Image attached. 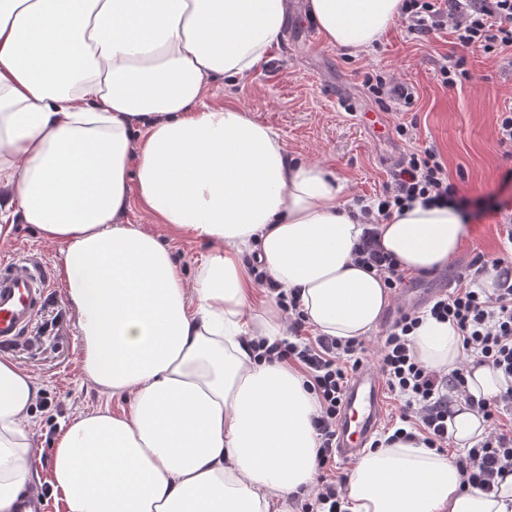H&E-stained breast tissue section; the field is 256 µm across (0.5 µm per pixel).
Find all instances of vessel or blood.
<instances>
[{
    "mask_svg": "<svg viewBox=\"0 0 512 512\" xmlns=\"http://www.w3.org/2000/svg\"><path fill=\"white\" fill-rule=\"evenodd\" d=\"M47 288V280L33 263H0V347L15 343L32 324ZM383 417L381 379L375 368L360 367L353 374L342 403L338 459H352L367 447Z\"/></svg>",
    "mask_w": 512,
    "mask_h": 512,
    "instance_id": "vessel-or-blood-1",
    "label": "vessel or blood"
}]
</instances>
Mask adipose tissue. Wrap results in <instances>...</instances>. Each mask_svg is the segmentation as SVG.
Segmentation results:
<instances>
[{
    "label": "adipose tissue",
    "instance_id": "obj_1",
    "mask_svg": "<svg viewBox=\"0 0 512 512\" xmlns=\"http://www.w3.org/2000/svg\"><path fill=\"white\" fill-rule=\"evenodd\" d=\"M329 46L381 40L402 0H306ZM290 0H0V216L60 243L82 368L127 397L59 429L51 483L67 512H288L313 485L319 410L304 376L256 363L247 339H281L275 301L256 308L242 257L300 291L316 333L370 335L391 292L353 249L365 225L327 168L289 156L239 106L209 107L210 81L242 85L282 38ZM173 233L213 243L194 289L170 252L130 223L131 196ZM466 226L423 205L378 227L410 273L445 266ZM414 352L447 373L463 360L450 322L423 317ZM36 378L0 358V512L32 481L26 429ZM347 512H512L462 488L454 460L412 442L366 450Z\"/></svg>",
    "mask_w": 512,
    "mask_h": 512
}]
</instances>
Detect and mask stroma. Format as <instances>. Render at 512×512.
<instances>
[{
  "instance_id": "stroma-1",
  "label": "stroma",
  "mask_w": 512,
  "mask_h": 512,
  "mask_svg": "<svg viewBox=\"0 0 512 512\" xmlns=\"http://www.w3.org/2000/svg\"><path fill=\"white\" fill-rule=\"evenodd\" d=\"M295 2L283 41L252 79L241 86L211 82L204 104L245 108L279 134L290 155L335 171L345 182L342 200L348 206L381 193L402 153L433 148L462 195L482 203L457 261L467 264L479 255L512 261V243L495 210L498 203L512 200V182L503 178L512 168V156L495 141L497 111L512 104V64L499 57L468 56L471 80L448 86L439 69L462 55L448 30L420 36L397 21L376 46L351 54L326 45L303 9L305 0ZM370 73L413 87V105L399 112L393 102L378 103L365 82ZM400 123L408 126V135H397ZM128 217L172 250L186 286H193L211 244L170 232L137 201ZM59 257V244L43 239L31 225L0 226V258L35 263L50 281L32 325L14 345L0 347V358L11 359L42 386L44 402L28 425L39 489L49 486L52 451L63 423L104 404L115 411L127 405L124 398L103 394L81 368V337L63 294Z\"/></svg>"
}]
</instances>
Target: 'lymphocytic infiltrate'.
Returning <instances> with one entry per match:
<instances>
[{
	"instance_id": "f902f5d3",
	"label": "lymphocytic infiltrate",
	"mask_w": 512,
	"mask_h": 512,
	"mask_svg": "<svg viewBox=\"0 0 512 512\" xmlns=\"http://www.w3.org/2000/svg\"><path fill=\"white\" fill-rule=\"evenodd\" d=\"M401 18L408 30L423 36L449 28L463 54L495 56L512 51V0H403ZM437 206H453L468 213L470 202L460 195L448 176V169L430 148L405 154L397 161L382 191L360 212L370 226L354 248L357 263L383 276L388 288H402L406 276L398 262L376 246L374 225L389 220L394 212L415 200ZM477 271L493 277V290L460 276L450 293L433 299L431 317L448 321L459 332L464 363L448 373L424 367L416 358L412 333L420 323L416 312L398 317L386 332L376 367L387 390L400 402V427L393 437L416 440L436 452L448 447L449 406L461 398L474 408L493 429L479 443L456 460L466 488L489 493L499 478L512 472V428H499L501 419L512 420V268L501 259L478 256ZM277 299L288 314L294 340L268 343L249 340L256 359L297 365L308 390L313 391L319 414L313 420L319 446V484L304 503V512H342L346 477L328 476L336 457V425L350 372L363 365L367 354L364 341H345L332 336L307 337L306 315L299 308L297 294L278 292ZM486 365L501 373L505 385L493 399H475L466 390L469 364Z\"/></svg>"
}]
</instances>
